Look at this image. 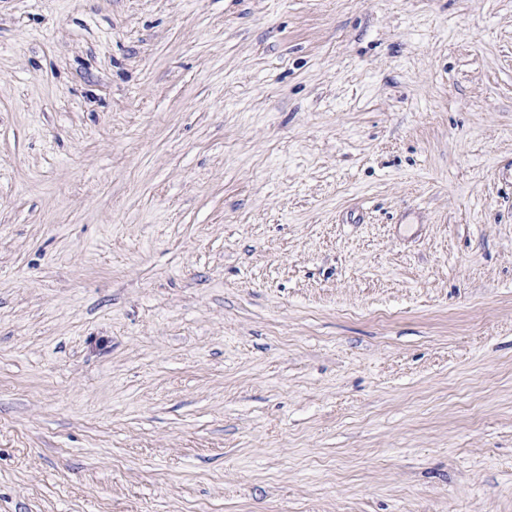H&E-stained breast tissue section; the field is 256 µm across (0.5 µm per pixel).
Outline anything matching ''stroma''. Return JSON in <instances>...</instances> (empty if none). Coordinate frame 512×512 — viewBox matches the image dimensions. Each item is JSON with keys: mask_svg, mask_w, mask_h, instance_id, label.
Returning a JSON list of instances; mask_svg holds the SVG:
<instances>
[{"mask_svg": "<svg viewBox=\"0 0 512 512\" xmlns=\"http://www.w3.org/2000/svg\"><path fill=\"white\" fill-rule=\"evenodd\" d=\"M0 512H512V0H0Z\"/></svg>", "mask_w": 512, "mask_h": 512, "instance_id": "stroma-1", "label": "stroma"}]
</instances>
